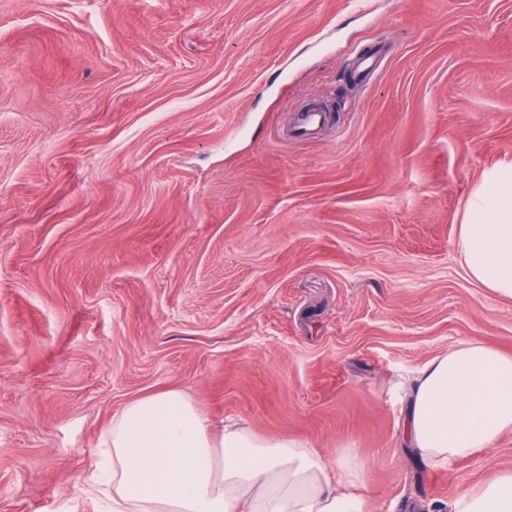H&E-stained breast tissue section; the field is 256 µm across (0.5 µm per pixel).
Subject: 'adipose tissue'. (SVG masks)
I'll list each match as a JSON object with an SVG mask.
<instances>
[{"instance_id":"ef3b65f1","label":"adipose tissue","mask_w":512,"mask_h":512,"mask_svg":"<svg viewBox=\"0 0 512 512\" xmlns=\"http://www.w3.org/2000/svg\"><path fill=\"white\" fill-rule=\"evenodd\" d=\"M468 277L512 299V164L484 175L459 227ZM512 431V355L467 344L426 361L410 389L403 439L435 466L483 453ZM83 492L108 512H367L348 456L326 461L286 436L214 422L183 391L127 401L100 442ZM454 512H512V471L461 495Z\"/></svg>"}]
</instances>
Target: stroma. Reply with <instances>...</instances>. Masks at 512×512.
Returning a JSON list of instances; mask_svg holds the SVG:
<instances>
[{
	"mask_svg": "<svg viewBox=\"0 0 512 512\" xmlns=\"http://www.w3.org/2000/svg\"><path fill=\"white\" fill-rule=\"evenodd\" d=\"M507 162L512 0H0V512H103L102 432L169 388L453 512L512 433L438 469L402 422L427 359L512 354L457 248ZM324 123V112L318 110L301 112L292 127L291 134L296 139H309L320 131Z\"/></svg>",
	"mask_w": 512,
	"mask_h": 512,
	"instance_id": "stroma-1",
	"label": "stroma"
}]
</instances>
